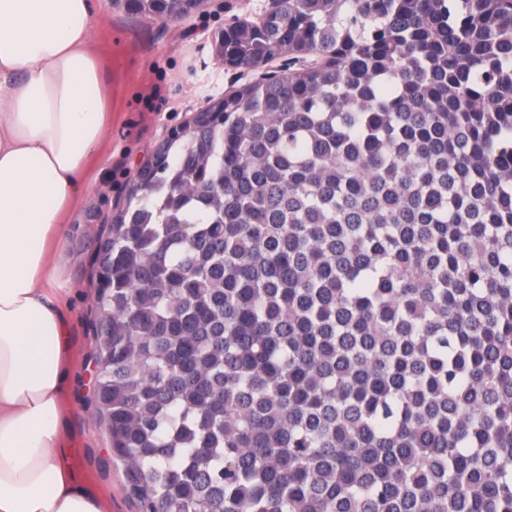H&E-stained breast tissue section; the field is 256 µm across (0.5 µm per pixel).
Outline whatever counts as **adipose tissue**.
Returning <instances> with one entry per match:
<instances>
[{"mask_svg":"<svg viewBox=\"0 0 512 512\" xmlns=\"http://www.w3.org/2000/svg\"><path fill=\"white\" fill-rule=\"evenodd\" d=\"M101 0H0V512H101L62 410L71 349L50 265L110 116Z\"/></svg>","mask_w":512,"mask_h":512,"instance_id":"1","label":"adipose tissue"}]
</instances>
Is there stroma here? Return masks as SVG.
<instances>
[{"instance_id":"obj_1","label":"stroma","mask_w":512,"mask_h":512,"mask_svg":"<svg viewBox=\"0 0 512 512\" xmlns=\"http://www.w3.org/2000/svg\"><path fill=\"white\" fill-rule=\"evenodd\" d=\"M269 0H204L189 17L161 23L106 7L92 32L112 87V118L98 157L87 169L88 189L66 228L55 263L72 319L73 367L67 428L78 479L108 501V512H139L127 492L95 409L92 305L104 217L122 205L138 165L198 109L254 78V71L220 62L212 37L238 18L259 20Z\"/></svg>"}]
</instances>
